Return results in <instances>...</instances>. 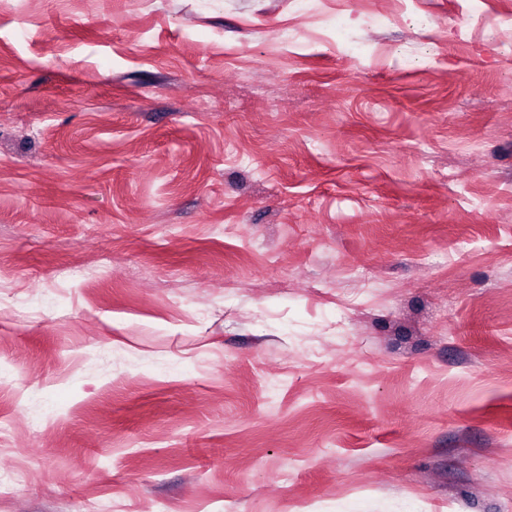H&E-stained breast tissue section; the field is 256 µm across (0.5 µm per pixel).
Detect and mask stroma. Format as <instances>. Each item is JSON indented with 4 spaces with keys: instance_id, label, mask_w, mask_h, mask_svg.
<instances>
[{
    "instance_id": "1",
    "label": "stroma",
    "mask_w": 512,
    "mask_h": 512,
    "mask_svg": "<svg viewBox=\"0 0 512 512\" xmlns=\"http://www.w3.org/2000/svg\"><path fill=\"white\" fill-rule=\"evenodd\" d=\"M509 16L0 0V512H512Z\"/></svg>"
}]
</instances>
